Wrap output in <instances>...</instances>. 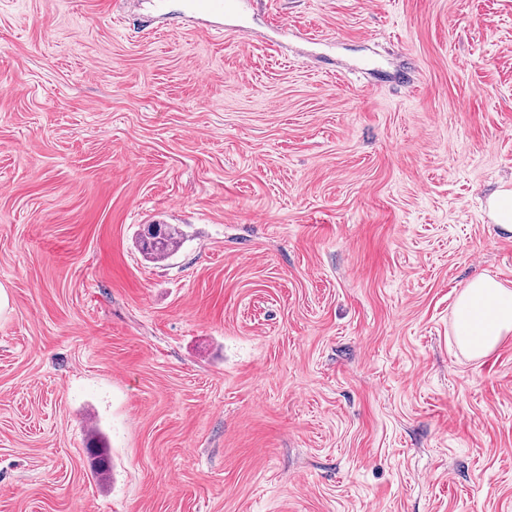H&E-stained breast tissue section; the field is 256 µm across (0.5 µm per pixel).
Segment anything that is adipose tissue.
Returning a JSON list of instances; mask_svg holds the SVG:
<instances>
[{
  "label": "adipose tissue",
  "mask_w": 512,
  "mask_h": 512,
  "mask_svg": "<svg viewBox=\"0 0 512 512\" xmlns=\"http://www.w3.org/2000/svg\"><path fill=\"white\" fill-rule=\"evenodd\" d=\"M452 332L459 350L480 359L512 335V287L481 273L459 293L452 316Z\"/></svg>",
  "instance_id": "1"
}]
</instances>
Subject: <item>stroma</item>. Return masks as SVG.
Segmentation results:
<instances>
[{
    "instance_id": "1",
    "label": "stroma",
    "mask_w": 512,
    "mask_h": 512,
    "mask_svg": "<svg viewBox=\"0 0 512 512\" xmlns=\"http://www.w3.org/2000/svg\"><path fill=\"white\" fill-rule=\"evenodd\" d=\"M183 3L0 0V512H512V0ZM188 11L198 18L234 19L238 14V0H187ZM489 216L496 231L512 233V186H503L491 196ZM161 228V234L157 237L160 240L152 242L146 234H141L142 250L150 255L149 257L156 261H163L175 250L178 244L179 230L173 224H160L159 221H150ZM158 222V223H156ZM452 332L467 357L480 359L492 352L512 334V287L488 273L471 278L457 297Z\"/></svg>"
}]
</instances>
